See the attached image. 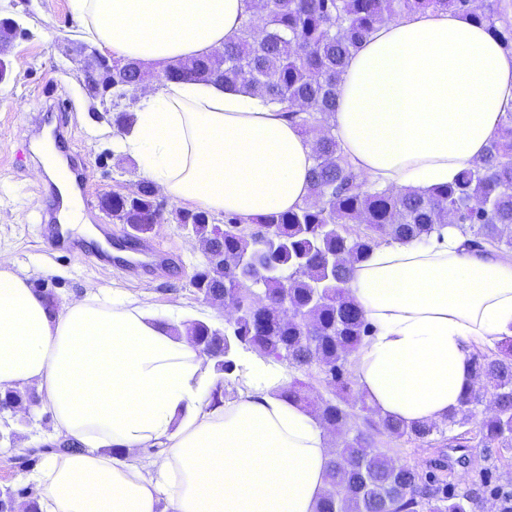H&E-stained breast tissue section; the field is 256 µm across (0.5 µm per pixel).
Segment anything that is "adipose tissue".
Instances as JSON below:
<instances>
[{
    "label": "adipose tissue",
    "mask_w": 512,
    "mask_h": 512,
    "mask_svg": "<svg viewBox=\"0 0 512 512\" xmlns=\"http://www.w3.org/2000/svg\"><path fill=\"white\" fill-rule=\"evenodd\" d=\"M88 41L160 70L234 40L252 0H69ZM512 106V53L444 9L379 26L346 61L329 117L357 172L425 192L453 183ZM117 141L173 199L245 222L309 196L310 139L241 87L165 82ZM456 225L374 247L346 283L371 332L357 391L406 428L446 421L475 386L477 344L512 336V261L467 250ZM214 401L211 361L144 301L100 288L49 307L0 262V391L34 388L74 445L29 479L40 512H316L330 434L285 397L284 369L241 359ZM160 447L152 459L138 448Z\"/></svg>",
    "instance_id": "1"
}]
</instances>
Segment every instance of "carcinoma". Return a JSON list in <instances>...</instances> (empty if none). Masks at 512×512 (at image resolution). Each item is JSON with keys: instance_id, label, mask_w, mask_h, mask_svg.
<instances>
[{"instance_id": "obj_1", "label": "carcinoma", "mask_w": 512, "mask_h": 512, "mask_svg": "<svg viewBox=\"0 0 512 512\" xmlns=\"http://www.w3.org/2000/svg\"><path fill=\"white\" fill-rule=\"evenodd\" d=\"M266 0L262 26L248 17L239 34L221 48L178 69L225 84L246 86L287 114L311 139L314 165L309 199L295 211L274 213L259 223L265 235L255 236L234 214L224 225L205 210L177 208L175 223L196 239L205 262L192 276L194 293L203 298L236 301L237 319L219 328L196 320L183 324L187 339L212 354L219 374L233 371L228 359L240 343L265 359L291 370L317 369L319 378L336 389L335 397L314 399L311 383L297 377L288 397L310 408L332 432L349 433L333 451L326 489L317 512H476L481 497L474 490L448 494V483L432 489L418 469L398 464L376 446V437L426 442L451 427H464L490 394L494 406L479 422V443L485 448L512 450V338L495 349L472 354V369L481 390L471 391L463 407L443 424L408 429L388 419L355 413L342 393L350 357L369 335L357 304L344 284L348 265L375 246L428 239L448 213L471 250L512 256V110L505 112L500 134L485 153L464 169L455 183L427 193L382 187L358 178L330 125L319 126L336 108L337 87L347 58L376 29L398 17L430 7H445L486 25L512 51V22L504 0ZM115 77L141 82L136 61L118 58ZM157 209L154 186L141 181L126 194H112L106 211L142 236L151 232ZM237 253L254 260L224 273V255ZM288 294L295 316L284 319L276 306ZM38 405L33 390L0 393V409Z\"/></svg>"}]
</instances>
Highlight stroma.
I'll use <instances>...</instances> for the list:
<instances>
[{"label":"stroma","mask_w":512,"mask_h":512,"mask_svg":"<svg viewBox=\"0 0 512 512\" xmlns=\"http://www.w3.org/2000/svg\"><path fill=\"white\" fill-rule=\"evenodd\" d=\"M15 20L19 28L0 55L8 66L0 79V255L14 262L31 282L46 281L58 298L68 299L97 287L148 300L157 308L201 309L189 280L204 262L196 240L187 237L171 219H164L147 234V241L174 256L167 271L141 268L124 271L95 259H81L53 250L38 213L44 205L35 188L46 182L42 161L20 158L21 150L40 153V141L29 138L31 118L46 97L66 104L71 148L85 163L88 192L76 201L84 217L72 225L74 235L94 238L101 250H109L104 229L123 235L102 207L106 192L126 193L139 181V163L115 142L116 128L99 101L91 99L77 76L70 55L78 22L69 0H5L0 20ZM54 425L50 411H31L26 424L16 426L14 440L0 439V486L29 487L27 472L15 468L12 459L42 445ZM393 459L417 465L427 480H447L449 492H461L479 484L487 494L479 512H491L493 490L512 491V457L499 450L448 447L440 437L429 442H409L385 437L380 443Z\"/></svg>","instance_id":"1"}]
</instances>
